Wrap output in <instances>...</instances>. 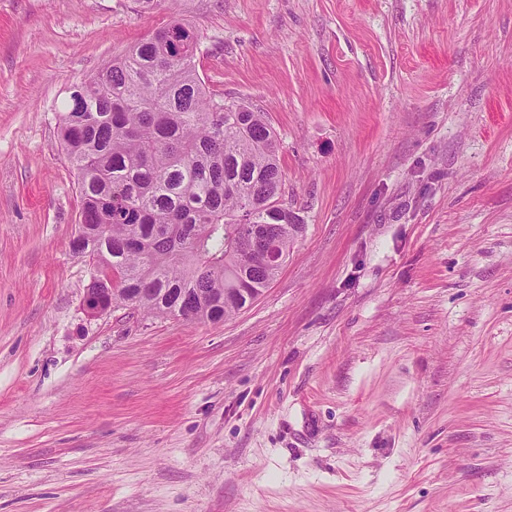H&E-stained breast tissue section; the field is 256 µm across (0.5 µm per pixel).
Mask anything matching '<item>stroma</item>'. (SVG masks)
<instances>
[{"label": "stroma", "mask_w": 512, "mask_h": 512, "mask_svg": "<svg viewBox=\"0 0 512 512\" xmlns=\"http://www.w3.org/2000/svg\"><path fill=\"white\" fill-rule=\"evenodd\" d=\"M172 12L0 0V512H512V0H195L305 229L221 323L92 317L58 114Z\"/></svg>", "instance_id": "1"}]
</instances>
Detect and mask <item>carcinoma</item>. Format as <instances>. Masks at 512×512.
<instances>
[{"label":"carcinoma","instance_id":"1","mask_svg":"<svg viewBox=\"0 0 512 512\" xmlns=\"http://www.w3.org/2000/svg\"><path fill=\"white\" fill-rule=\"evenodd\" d=\"M192 2L173 0L166 25L70 86L58 137L77 177L71 247L93 266L87 293L214 323L245 305L238 282L265 288L281 270L248 255L243 236L266 233L284 264L305 224L285 201L265 113L199 75Z\"/></svg>","mask_w":512,"mask_h":512}]
</instances>
